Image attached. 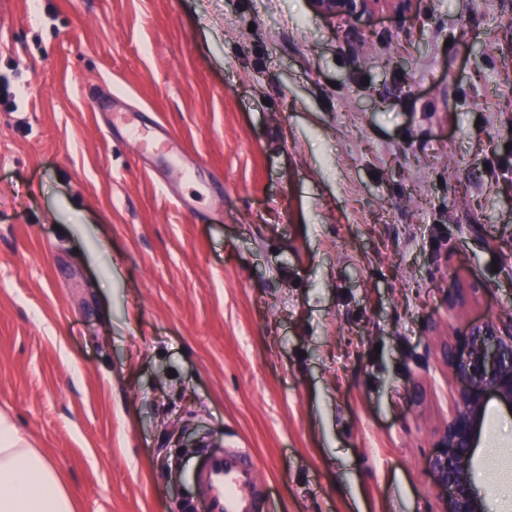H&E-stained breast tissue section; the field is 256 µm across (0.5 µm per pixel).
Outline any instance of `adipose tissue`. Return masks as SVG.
<instances>
[{"label":"adipose tissue","instance_id":"obj_1","mask_svg":"<svg viewBox=\"0 0 512 512\" xmlns=\"http://www.w3.org/2000/svg\"><path fill=\"white\" fill-rule=\"evenodd\" d=\"M0 512H72L54 465L2 416Z\"/></svg>","mask_w":512,"mask_h":512}]
</instances>
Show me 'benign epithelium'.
<instances>
[{
    "mask_svg": "<svg viewBox=\"0 0 512 512\" xmlns=\"http://www.w3.org/2000/svg\"><path fill=\"white\" fill-rule=\"evenodd\" d=\"M311 3L321 15L358 19L383 9L406 10L412 0ZM444 359L459 388L428 468L437 486L448 493L445 512H486L475 492L472 457L489 402L496 399L512 410V331L503 333L493 319L471 324L460 347L448 349Z\"/></svg>",
    "mask_w": 512,
    "mask_h": 512,
    "instance_id": "benign-epithelium-1",
    "label": "benign epithelium"
}]
</instances>
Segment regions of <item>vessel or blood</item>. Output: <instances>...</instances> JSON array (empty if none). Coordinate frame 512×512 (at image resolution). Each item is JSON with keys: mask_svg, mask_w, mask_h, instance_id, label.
<instances>
[{"mask_svg": "<svg viewBox=\"0 0 512 512\" xmlns=\"http://www.w3.org/2000/svg\"><path fill=\"white\" fill-rule=\"evenodd\" d=\"M129 139L140 151L161 144V158L180 156L176 138L155 139L148 128L131 112L117 113ZM198 498L205 512H271L266 480L254 458L240 448H228L221 454L206 455L193 472Z\"/></svg>", "mask_w": 512, "mask_h": 512, "instance_id": "b4317fda", "label": "vessel or blood"}]
</instances>
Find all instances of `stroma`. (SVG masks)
<instances>
[{"mask_svg":"<svg viewBox=\"0 0 512 512\" xmlns=\"http://www.w3.org/2000/svg\"><path fill=\"white\" fill-rule=\"evenodd\" d=\"M0 78V413L74 512H183L227 448L274 512H444L441 349L512 330V0H0ZM473 470L512 512L499 401ZM311 3L321 15L358 19L383 9L406 10L412 0H311ZM135 112H117L115 119L121 122L129 139L134 142L141 152H147L156 142L162 143L159 157L174 158L181 154V147L176 138L165 135L162 139H157L150 134L149 128H146L135 117Z\"/></svg>","mask_w":512,"mask_h":512,"instance_id":"stroma-1","label":"stroma"}]
</instances>
